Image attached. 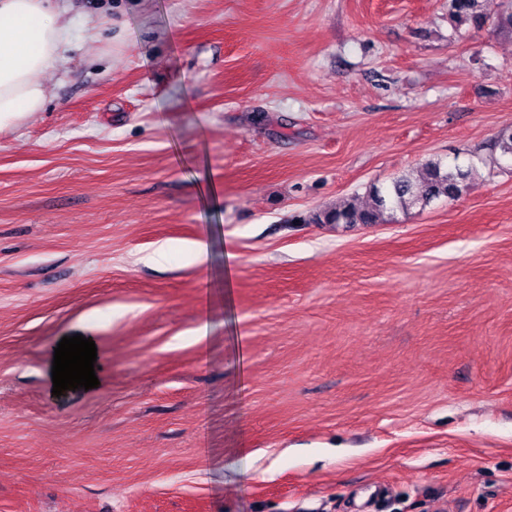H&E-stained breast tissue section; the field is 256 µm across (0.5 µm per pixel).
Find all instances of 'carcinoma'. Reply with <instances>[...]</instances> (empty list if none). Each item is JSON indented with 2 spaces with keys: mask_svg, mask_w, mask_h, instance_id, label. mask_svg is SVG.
<instances>
[{
  "mask_svg": "<svg viewBox=\"0 0 512 512\" xmlns=\"http://www.w3.org/2000/svg\"><path fill=\"white\" fill-rule=\"evenodd\" d=\"M484 0H448V14L455 27H483L489 18ZM496 25L512 34V0H502ZM475 169L441 159L430 160L416 171L403 172L392 178L387 186L370 190L369 202L364 205L339 204L310 215L308 224H383L397 210L425 208L444 197L460 196L473 178Z\"/></svg>",
  "mask_w": 512,
  "mask_h": 512,
  "instance_id": "cac0c4a2",
  "label": "carcinoma"
}]
</instances>
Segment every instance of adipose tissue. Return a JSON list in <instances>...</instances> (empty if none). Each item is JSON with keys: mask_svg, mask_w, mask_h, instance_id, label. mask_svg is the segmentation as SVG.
Instances as JSON below:
<instances>
[{"mask_svg": "<svg viewBox=\"0 0 512 512\" xmlns=\"http://www.w3.org/2000/svg\"><path fill=\"white\" fill-rule=\"evenodd\" d=\"M72 27L51 0H0V128L43 109L45 73L64 61Z\"/></svg>", "mask_w": 512, "mask_h": 512, "instance_id": "ef3b65f1", "label": "adipose tissue"}]
</instances>
